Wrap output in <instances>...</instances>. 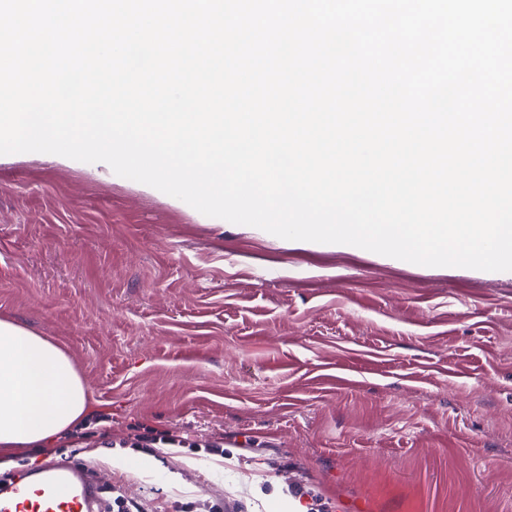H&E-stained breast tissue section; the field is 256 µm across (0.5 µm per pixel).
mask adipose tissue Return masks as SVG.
Listing matches in <instances>:
<instances>
[{"label": "adipose tissue", "mask_w": 512, "mask_h": 512, "mask_svg": "<svg viewBox=\"0 0 512 512\" xmlns=\"http://www.w3.org/2000/svg\"><path fill=\"white\" fill-rule=\"evenodd\" d=\"M90 407L86 385L58 345L0 319V452L46 446L83 422Z\"/></svg>", "instance_id": "adipose-tissue-1"}]
</instances>
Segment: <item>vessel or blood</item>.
Masks as SVG:
<instances>
[{"instance_id": "obj_1", "label": "vessel or blood", "mask_w": 512, "mask_h": 512, "mask_svg": "<svg viewBox=\"0 0 512 512\" xmlns=\"http://www.w3.org/2000/svg\"><path fill=\"white\" fill-rule=\"evenodd\" d=\"M100 490L83 471L50 462L0 493V512H97Z\"/></svg>"}]
</instances>
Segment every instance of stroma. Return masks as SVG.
<instances>
[{
	"label": "stroma",
	"mask_w": 512,
	"mask_h": 512,
	"mask_svg": "<svg viewBox=\"0 0 512 512\" xmlns=\"http://www.w3.org/2000/svg\"><path fill=\"white\" fill-rule=\"evenodd\" d=\"M0 318L88 421L57 459L164 512H512V279L259 236L98 163L0 155ZM107 442L86 444L98 414ZM171 429L224 452L122 446Z\"/></svg>",
	"instance_id": "35a3bbf8"
}]
</instances>
